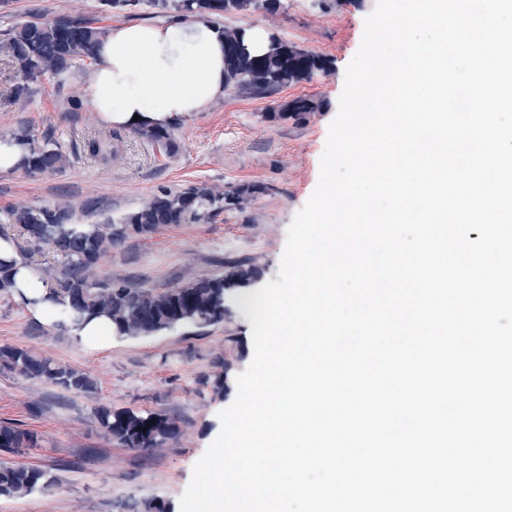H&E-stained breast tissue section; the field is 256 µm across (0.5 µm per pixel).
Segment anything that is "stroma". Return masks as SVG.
<instances>
[{
	"label": "stroma",
	"mask_w": 512,
	"mask_h": 512,
	"mask_svg": "<svg viewBox=\"0 0 512 512\" xmlns=\"http://www.w3.org/2000/svg\"><path fill=\"white\" fill-rule=\"evenodd\" d=\"M376 0H280L276 11L225 14L228 29L257 25L304 51L328 57L331 70L283 89L256 95L227 88L222 98L179 120L176 157L163 155L132 130L105 126L87 99L95 61L81 63L65 84L46 78L32 101L9 103L0 83V135L26 124L52 134L73 157L49 174L0 173V224L11 206L62 197L81 203L103 199L112 214L139 206L158 188L197 183L229 191L258 184L262 193L224 210L205 224L160 226L131 236L100 264L98 274L155 292L205 276L224 274L228 263L250 261L261 283L276 279L287 232L320 177L329 126L338 113L345 71L356 55L366 17ZM62 14L123 23H174L173 15L138 7L108 11L101 0H9L0 6V30L17 19ZM84 99L82 111L67 100ZM310 96L320 111L304 122L280 118L289 101ZM91 135L111 137L118 151L104 162L82 151ZM19 346L86 372L97 388L76 393L0 370V422L41 436L40 447L6 455V462L38 467L57 477L53 493L0 498V512H123L124 504L164 503L180 512L196 462L221 431L220 411L237 396L236 379L251 363L254 346L240 299L223 323L185 326L154 336L123 337L110 348L83 349L72 334L35 320L14 296L0 294V347ZM161 411L175 419L179 436L158 448L131 449L99 428L95 411Z\"/></svg>",
	"instance_id": "obj_1"
}]
</instances>
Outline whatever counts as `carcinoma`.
I'll list each match as a JSON object with an SVG mask.
<instances>
[{"instance_id": "obj_1", "label": "carcinoma", "mask_w": 512, "mask_h": 512, "mask_svg": "<svg viewBox=\"0 0 512 512\" xmlns=\"http://www.w3.org/2000/svg\"><path fill=\"white\" fill-rule=\"evenodd\" d=\"M109 10L123 11L143 3L183 19L205 16L221 27L224 14L263 8L271 11L279 0H103ZM11 49L8 69L16 70L18 81L8 88L9 99L28 102L40 80L50 75L65 83L81 56H93L96 42L104 30L92 19L58 16L51 21L30 15L15 22L3 33ZM225 64L228 83L253 93L280 89L330 70V61L300 50L279 39L263 56H253L241 46L238 31L224 33ZM318 104L309 97L288 101L281 117L297 122L306 118ZM177 126L161 130H141L168 158L177 156L180 145ZM9 138L28 146L24 170L42 174L62 169L70 156L57 139L35 134L19 126ZM83 151L102 161L112 159L116 148L112 138L90 136ZM259 185L240 187L231 192H217L206 186L183 189L161 187L142 206L115 217L88 223L83 217L103 211L96 198L86 199L79 208L59 200L41 206L18 205L10 212L11 226L19 229L22 243L18 253L22 260L42 252L55 251L60 266L45 267L43 272L54 286L58 304V325L78 322L87 316L105 315L123 336H152L185 325L209 326L224 321L225 304L239 289L255 287L259 270L245 260L230 262L221 276L197 278L159 292L133 288L118 279H101L96 270L100 262L132 235L154 232L161 224H202L213 215L236 204L245 194L261 192ZM0 369L44 380L67 391L85 392L93 380L85 373L36 357L21 347L0 348ZM100 428L111 439L133 449L157 448L175 438L179 426L174 419L156 411L114 410L104 406L96 411ZM40 444L37 433L10 422L0 423V453H17ZM54 477L39 468L0 463V497L22 498L35 492L50 493Z\"/></svg>"}]
</instances>
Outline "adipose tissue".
Returning <instances> with one entry per match:
<instances>
[{
    "mask_svg": "<svg viewBox=\"0 0 512 512\" xmlns=\"http://www.w3.org/2000/svg\"><path fill=\"white\" fill-rule=\"evenodd\" d=\"M89 101L109 126L163 128L206 109L226 88L224 35L201 21L112 26L94 49ZM0 268L14 297L37 320L56 323L53 286L0 239Z\"/></svg>",
    "mask_w": 512,
    "mask_h": 512,
    "instance_id": "adipose-tissue-1",
    "label": "adipose tissue"
}]
</instances>
